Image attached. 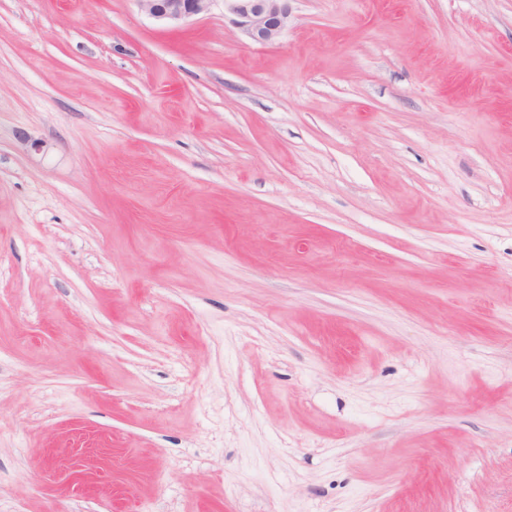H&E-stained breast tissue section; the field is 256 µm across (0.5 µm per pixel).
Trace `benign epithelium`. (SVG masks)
Segmentation results:
<instances>
[{"label":"benign epithelium","mask_w":512,"mask_h":512,"mask_svg":"<svg viewBox=\"0 0 512 512\" xmlns=\"http://www.w3.org/2000/svg\"><path fill=\"white\" fill-rule=\"evenodd\" d=\"M150 17L181 23L205 14L212 0H137ZM290 0H225L235 23L245 30L251 40L260 44L275 42L288 25Z\"/></svg>","instance_id":"7a95c632"}]
</instances>
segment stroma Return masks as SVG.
Wrapping results in <instances>:
<instances>
[{
	"mask_svg": "<svg viewBox=\"0 0 512 512\" xmlns=\"http://www.w3.org/2000/svg\"><path fill=\"white\" fill-rule=\"evenodd\" d=\"M291 7L0 0V512H512V0ZM213 0H137L150 17L167 22L181 23L205 14ZM235 23L251 40L260 44L274 43L288 25L290 0H225Z\"/></svg>",
	"mask_w": 512,
	"mask_h": 512,
	"instance_id": "obj_1",
	"label": "stroma"
}]
</instances>
